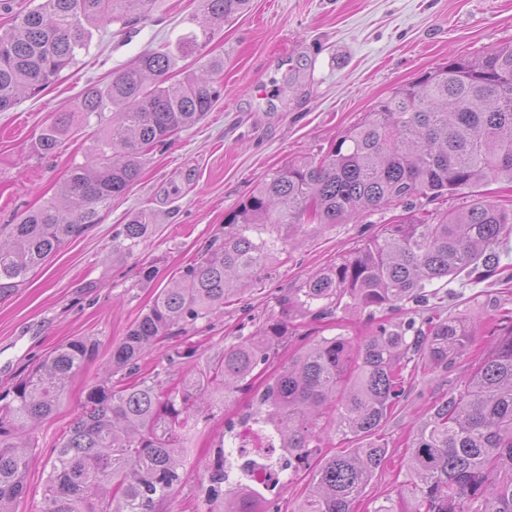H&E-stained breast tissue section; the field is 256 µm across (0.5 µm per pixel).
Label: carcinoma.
<instances>
[{"instance_id": "cac0c4a2", "label": "carcinoma", "mask_w": 512, "mask_h": 512, "mask_svg": "<svg viewBox=\"0 0 512 512\" xmlns=\"http://www.w3.org/2000/svg\"><path fill=\"white\" fill-rule=\"evenodd\" d=\"M250 0H204L197 28L173 45L143 53L90 88L75 112L44 127L37 147L53 153L74 113L112 110L95 153L72 167L46 203L0 226V292L28 274L66 241L99 223L112 198L142 172L146 152L201 120L221 96L207 71L167 84L185 54L200 52L217 29ZM157 0H38L0 33V112L36 94L77 60L102 23L127 25L151 16ZM490 181L512 184V43L476 58L438 66L376 104L318 160L296 159L262 180L225 219L224 239L162 289L112 349V368L134 365L171 328L224 309L244 280L262 268L279 224H343L364 213L419 197L466 194L471 203L426 220L415 214L368 238L340 262L308 277L284 300L288 311L328 318L338 309L367 314L369 336L324 337L255 395L248 415L280 440L281 469L315 458L323 439L360 440L315 467L298 512H353L387 458L379 427L405 392L408 353L448 369L470 354L472 322L443 315L428 287L497 271L500 244L512 238V208L483 196ZM142 213L123 225L114 249L131 251L145 235ZM413 303L427 312L425 328L379 318ZM493 340L477 366L436 401L412 435L414 477L401 512H512V313L493 317ZM283 324L224 349L213 365L178 378L172 388L142 378L92 386L69 433L53 449L38 512H162L184 480L185 448L198 420L197 400L225 401L267 362ZM96 353L89 339L69 341L0 394V512H16L26 494L29 449L37 422L61 402L73 376ZM205 512H266L255 485L224 488V449L203 462Z\"/></svg>"}]
</instances>
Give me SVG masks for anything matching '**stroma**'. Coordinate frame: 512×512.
Wrapping results in <instances>:
<instances>
[{"label": "stroma", "mask_w": 512, "mask_h": 512, "mask_svg": "<svg viewBox=\"0 0 512 512\" xmlns=\"http://www.w3.org/2000/svg\"><path fill=\"white\" fill-rule=\"evenodd\" d=\"M202 0H158L150 19L129 26L93 29L89 48L74 65L36 95L22 96L0 112V224L52 197L72 165L94 152L111 112L83 117L54 153L37 154L43 127L61 112H74L82 93L105 86L113 72L145 51L176 39L201 16ZM512 42V0H251L248 11L226 23L200 53L178 59L170 82L200 72L219 57L223 92L194 126L175 134L145 158L143 173L103 208L98 224L68 240L44 265L0 295V390L9 388L59 345L75 338L96 342V356L78 371L57 409L36 430L38 444L27 472V493L17 512H37L48 460L82 410L90 387L104 380L112 347L146 311L154 296L178 281L212 240L223 237L224 218L268 174L301 157H319L377 102L403 84L456 58H474ZM149 217L132 252L116 255V233L139 213ZM395 204L345 224L294 232L277 229V249L241 293L209 320L172 329L139 359L141 375L171 386L182 369L213 364L226 346L289 320L267 364L247 389L224 405H201L198 430L187 451V475L163 512H202L208 477L200 463L218 446L232 447L229 432L241 429L253 395L289 359L314 340L364 335L367 323L349 312L317 322L287 314L284 298L314 272L405 215ZM299 238L291 247L290 238ZM156 276L145 279L142 268ZM446 313L485 323L497 308H512V241L500 249L497 275L454 282ZM192 348L189 364L176 351ZM486 349L477 336L471 356L448 370L409 363L405 394L379 434L388 443L385 464L374 474L355 512L383 505L400 512L412 480L407 439L435 401L455 388Z\"/></svg>", "instance_id": "stroma-1"}]
</instances>
